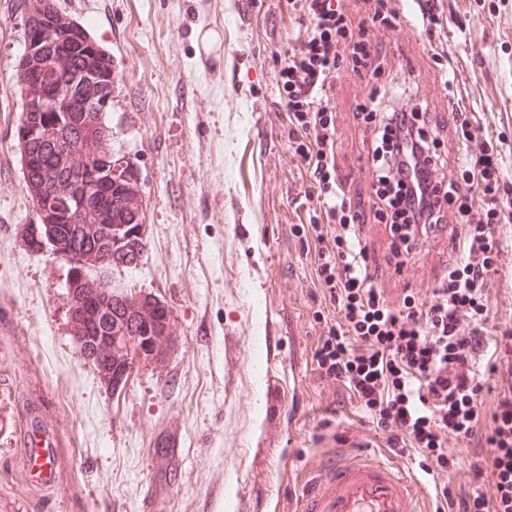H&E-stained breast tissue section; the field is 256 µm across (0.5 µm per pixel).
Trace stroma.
<instances>
[{"label":"stroma","instance_id":"obj_1","mask_svg":"<svg viewBox=\"0 0 512 512\" xmlns=\"http://www.w3.org/2000/svg\"><path fill=\"white\" fill-rule=\"evenodd\" d=\"M112 58V151L136 174L143 258L113 269L118 294L167 307L165 359L136 363L115 387L71 333L64 254L31 249L38 216L17 162L21 101L13 62L25 45L15 0H0V512H292V491L350 415L377 455L418 475L420 449L389 434L348 391L320 377L323 321L338 311L316 273L305 164L288 147L275 74L310 26L288 0H55ZM434 31L373 27L387 67L419 85L429 112L459 108L495 139L512 177V0H435ZM379 80L349 65L328 102L336 167L361 215L356 230L377 288L393 304L431 302L449 238L393 255L373 216L370 136L361 109ZM149 121H142V113ZM53 276H46V268ZM490 326L512 327V251L488 292ZM55 435V479L27 466L25 418ZM179 433L177 461L152 455ZM474 443L449 440L448 492L474 494Z\"/></svg>","mask_w":512,"mask_h":512}]
</instances>
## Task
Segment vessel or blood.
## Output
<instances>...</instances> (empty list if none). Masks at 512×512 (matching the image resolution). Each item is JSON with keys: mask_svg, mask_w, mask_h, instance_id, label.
<instances>
[{"mask_svg": "<svg viewBox=\"0 0 512 512\" xmlns=\"http://www.w3.org/2000/svg\"><path fill=\"white\" fill-rule=\"evenodd\" d=\"M362 439H337L320 458L296 512H416L422 481L403 466L364 452Z\"/></svg>", "mask_w": 512, "mask_h": 512, "instance_id": "vessel-or-blood-1", "label": "vessel or blood"}]
</instances>
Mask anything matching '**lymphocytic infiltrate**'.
<instances>
[{"label":"lymphocytic infiltrate","instance_id":"lymphocytic-infiltrate-1","mask_svg":"<svg viewBox=\"0 0 512 512\" xmlns=\"http://www.w3.org/2000/svg\"><path fill=\"white\" fill-rule=\"evenodd\" d=\"M302 2L312 26L278 70L276 84L288 109V139L307 165L317 198L308 225H294L293 231L312 228L318 278L342 314L341 323L320 335L318 370L360 399L389 430L392 447L408 439L422 448L437 475L452 469L445 453L449 439L479 437L471 476L476 482L491 479L493 491L447 505L453 512H512V327L490 334L486 304L505 249L497 228L512 202L501 153L492 139L479 137L467 113H456L457 136L476 142L478 156L460 166L459 181L435 180L448 160L429 134L432 117L414 105L409 88L388 108L371 107L366 118L376 134L367 150L375 168L376 218L398 231L409 253L447 222L448 207L458 214L450 231L456 251L433 303L424 306L408 296L392 307L374 285L355 231L357 216L337 175L334 115L326 107L341 59L377 78L382 54L370 44L366 27L351 26L337 0ZM474 192L482 201L477 208ZM486 344L493 360L483 373L475 355ZM491 378L497 404L485 415L482 392ZM479 422L480 436L474 433Z\"/></svg>","mask_w":512,"mask_h":512}]
</instances>
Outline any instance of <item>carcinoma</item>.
Here are the masks:
<instances>
[{
  "mask_svg": "<svg viewBox=\"0 0 512 512\" xmlns=\"http://www.w3.org/2000/svg\"><path fill=\"white\" fill-rule=\"evenodd\" d=\"M23 11L30 42L44 33L52 36L49 54L37 47L23 53L14 63L15 84L21 100L22 119L17 127L19 162L25 188L38 212L39 223L31 225L38 235H30L29 243L41 244L53 231L62 253L76 266L69 279L73 309L81 311L89 293L77 265L84 256L94 254L100 262L94 265L102 287L114 267L135 269L143 253L140 233L136 181L128 172L107 179L102 172L115 163L112 157L110 126L101 122L95 103L112 96V59L88 38L87 30L69 21L53 8L52 0H43L42 8L27 10L22 0L16 2ZM49 67L53 80L63 91L76 84L77 90L65 96L66 121L58 113L41 104L44 88L31 79L36 70ZM38 127L30 137L27 126ZM86 190L82 203L71 210L46 206L50 198L73 199ZM105 318L96 322L80 316L73 328L75 336H129L145 346L150 337L167 331L166 308L156 307L146 314L129 305L124 295L109 292Z\"/></svg>",
  "mask_w": 512,
  "mask_h": 512,
  "instance_id": "cac0c4a2",
  "label": "carcinoma"
}]
</instances>
